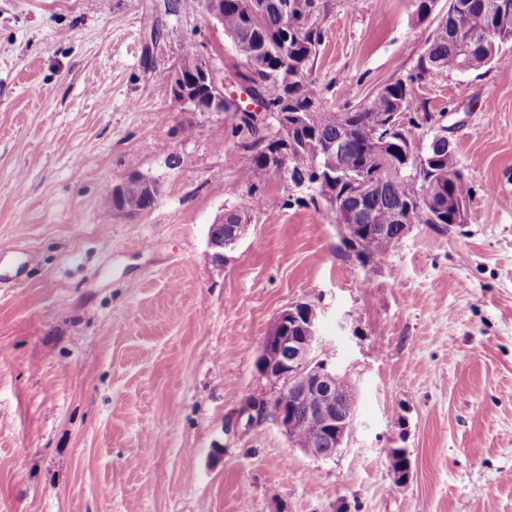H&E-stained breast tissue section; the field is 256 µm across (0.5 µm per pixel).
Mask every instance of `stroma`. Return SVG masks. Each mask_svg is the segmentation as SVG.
<instances>
[{
  "mask_svg": "<svg viewBox=\"0 0 512 512\" xmlns=\"http://www.w3.org/2000/svg\"><path fill=\"white\" fill-rule=\"evenodd\" d=\"M311 77L335 111L409 82L474 191L465 224L413 225L361 264L313 191L271 176L253 201L256 111L195 112L158 74L187 45L243 102L247 62L179 0H0V512H512V67L414 79L435 19L410 0H325ZM194 125L186 135V125ZM149 210L106 206L128 174ZM246 234L225 263L208 233ZM36 255L25 264V251ZM321 312L324 351L358 388L332 459L241 405L264 387L274 317ZM407 449L396 483L385 451ZM132 191L145 192L153 201H156L159 195L158 186L154 181L140 173H132L109 189L107 195L110 209L118 213L123 212L120 208L121 199ZM151 199L145 194L131 193L122 201L121 205L125 214L134 215L151 208ZM226 212H235L236 213L235 218H237V222L236 223H226L228 229H227V235L224 239V235L226 234V224H224V214ZM242 220H243V223H239ZM233 224L238 225L237 230L243 237L247 231V224H245L244 211H242L240 209H231V210L222 211L221 213H219L216 216V218L214 220V224L212 225V227H214L215 229H217V228L222 229L223 233L220 235L210 236L209 245L213 250H219L222 253V255L224 256V259H225V260H223L224 262L228 259L226 253L228 251L233 250L235 248V246L238 244V242L241 240L240 235L237 234L236 229H234ZM224 249L226 251L225 255H224Z\"/></svg>",
  "mask_w": 512,
  "mask_h": 512,
  "instance_id": "stroma-1",
  "label": "stroma"
}]
</instances>
